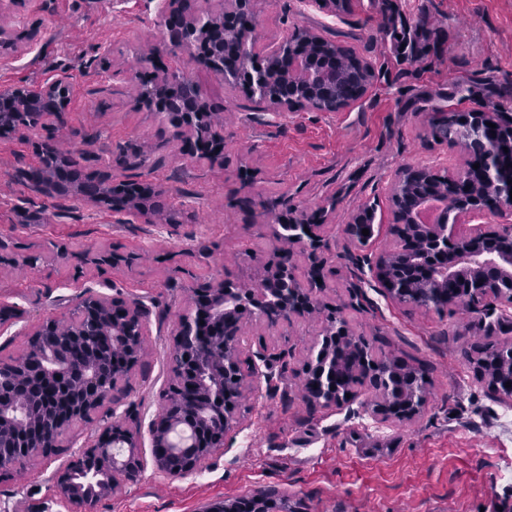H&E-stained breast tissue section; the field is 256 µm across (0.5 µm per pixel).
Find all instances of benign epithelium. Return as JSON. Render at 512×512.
I'll return each instance as SVG.
<instances>
[{"label": "benign epithelium", "mask_w": 512, "mask_h": 512, "mask_svg": "<svg viewBox=\"0 0 512 512\" xmlns=\"http://www.w3.org/2000/svg\"><path fill=\"white\" fill-rule=\"evenodd\" d=\"M258 0H214L207 13L183 9V0H161L160 26L174 59L187 55L197 60L210 57L208 67L230 86L240 83L262 96V101L275 112L315 109L322 83L332 76L326 69L312 65V50L328 45L336 52V44L328 43L308 28L294 29L282 42L265 53L261 65L244 60L247 80L242 73L224 65L223 55H210L212 46L224 49V55L242 57L248 43L255 40L256 5ZM24 50L23 37L14 28L0 23V53ZM358 77L352 102H357L374 82L375 72L368 63L344 52ZM188 74L184 68L169 64L157 68L147 79L140 80L141 101L153 111L160 104L156 92L173 85ZM70 86L56 80L40 87L15 85L0 89V138L6 139L26 126H51L63 120L70 100ZM448 137L463 145L464 160L478 156L484 178L469 185L465 195L451 202L446 190L448 176L429 167H405L397 171L391 185L390 202L399 217L397 227L403 231L413 249L406 259L431 276L426 286L414 297L426 301L439 298L448 306L464 304L472 309L484 308L485 316L494 307L512 308V225L480 224L486 212L512 214V174L504 175L500 153L481 137V131H493L508 138L512 151L511 112H450ZM210 106L202 96L194 112L185 117L180 127L182 151L192 159L217 158L224 142L209 132ZM496 128L489 127V124ZM59 174L51 176L56 192H74L87 202L112 208L132 219L148 215L156 207L155 199L162 190L154 185L130 181H101L104 187L133 191L119 199L100 192L83 193L85 180L78 177L80 156H57ZM438 201L443 206V223L424 224L418 215L422 205ZM325 213L289 210L288 239L268 259L259 263L258 288H248L231 280L214 279L201 288L188 289L189 313L172 332L171 348L184 356L185 364L174 371V390L181 391L186 376L192 377L194 394L190 402L174 395L151 422L149 435L156 469L168 476H184L202 470L209 458L224 447V438L238 430L241 423V401L247 388L262 377L270 383L282 377L276 371L281 355L260 353L257 359L245 356V344L239 331L243 315L267 326L292 322L320 312L316 288L318 274L324 273L319 251L324 243L319 229ZM396 252L387 250L371 258L367 255L352 260L349 292L361 291L363 268L373 271L375 278L391 299L409 301L410 289L392 269ZM302 258L310 276L301 280L295 273L296 261ZM147 307L140 301L109 298L87 290L74 306L66 323L46 321L28 333L27 349L9 360L15 377L33 373L40 379H59L73 372L63 362L57 348L39 341L41 336L62 334L60 340L84 341L93 334L119 348L120 362L106 376L97 360L89 357L79 366L80 383L67 402L68 413L48 425L39 427L31 437L27 408L18 404H0V438L8 435L18 440L16 452L0 459V469H22L30 462L26 448L34 444L49 448L53 439L66 431L79 418L92 414L111 402L112 386L124 380L144 355ZM263 365H258L257 361ZM478 359L476 371L486 378L488 386L501 400L512 401V363L497 375H489ZM302 390L309 402L324 406H341L357 396L359 382L377 386L376 400L365 412L379 423H400L417 417L427 397L417 390L401 389L393 383L399 370L376 356L369 342L350 331L337 311L328 312L324 333L305 363ZM141 429L130 416L112 415V422L95 440L78 448L73 460L89 458L94 466L85 470L87 477L74 473L71 465L54 471L52 480L59 498L67 504L91 506L137 479L143 470L140 457ZM202 512H306L300 503L276 489L262 488L252 494L226 498L224 502L205 507Z\"/></svg>", "instance_id": "7a95c632"}]
</instances>
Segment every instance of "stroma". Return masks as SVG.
Masks as SVG:
<instances>
[{"mask_svg":"<svg viewBox=\"0 0 512 512\" xmlns=\"http://www.w3.org/2000/svg\"><path fill=\"white\" fill-rule=\"evenodd\" d=\"M159 7V0H21L0 13L32 46L0 57V88L61 77L72 85L57 129L0 139V308L23 313L0 332V359L20 354L38 322L67 320L84 289L140 300L149 309L145 355L118 408L148 425L173 383L169 342L189 310L188 288L222 277L248 281L244 251L261 260L272 253L271 229L290 206L327 216L322 303L339 309L376 353L420 368L429 398L419 417L396 425L365 413L370 390L339 407L308 403L303 370L322 316L269 331L254 326L269 346L287 350V370L277 384L261 380L246 392L240 428L210 465L168 477L142 443L139 479L91 512H201L263 487L309 512H512V403L474 371L471 358L487 341L480 314L398 303L370 276L350 305L344 233L360 208L374 207L365 251L378 255L394 242L396 170L460 168V148L431 134L437 113L480 101L512 113V0H349L337 10L319 0H261L255 55L307 27L370 63L376 78L346 109L274 112L244 86L189 64L222 126L218 163L184 155L168 118L138 103L136 71L168 59ZM47 142L83 154L81 177L162 185L160 221L125 224L74 194L36 193L26 174L40 167ZM103 250L125 263L95 266L89 257ZM104 426L95 417L67 431L59 452L22 471L0 470V512H80L60 500L50 477Z\"/></svg>","mask_w":512,"mask_h":512,"instance_id":"35a3bbf8","label":"stroma"}]
</instances>
